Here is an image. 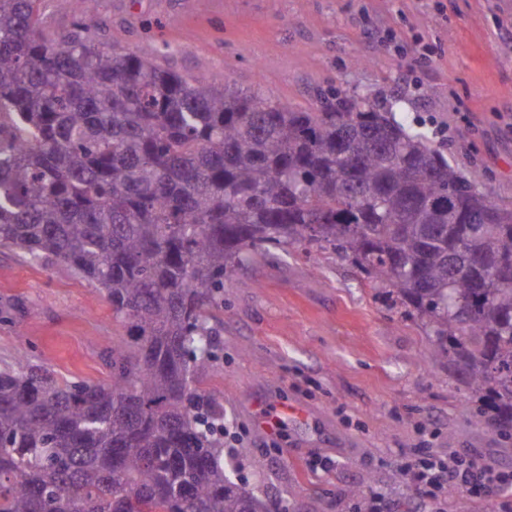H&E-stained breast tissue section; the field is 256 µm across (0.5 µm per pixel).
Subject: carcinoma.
<instances>
[{"label": "carcinoma", "instance_id": "cac0c4a2", "mask_svg": "<svg viewBox=\"0 0 512 512\" xmlns=\"http://www.w3.org/2000/svg\"><path fill=\"white\" fill-rule=\"evenodd\" d=\"M0 0V249L112 303L110 379L0 367V512H268L201 394L224 275L296 245L340 253L433 337L512 431V207L393 109L293 110L118 47L93 13L57 40Z\"/></svg>", "mask_w": 512, "mask_h": 512}]
</instances>
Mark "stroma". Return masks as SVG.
I'll list each match as a JSON object with an SVG mask.
<instances>
[{
  "label": "stroma",
  "mask_w": 512,
  "mask_h": 512,
  "mask_svg": "<svg viewBox=\"0 0 512 512\" xmlns=\"http://www.w3.org/2000/svg\"><path fill=\"white\" fill-rule=\"evenodd\" d=\"M93 13L94 44L204 83L261 90L313 111L358 92L424 122L433 146L512 205V0H39L50 39ZM204 394L224 409V449L270 512H358L350 490L409 506L422 451L512 470V439L472 422L473 398L425 326L349 260L306 246L224 278ZM124 328L86 279L0 250V363L24 354L58 376L105 381ZM297 401L313 421L261 433L255 414ZM327 459L329 471H314Z\"/></svg>",
  "instance_id": "obj_1"
}]
</instances>
